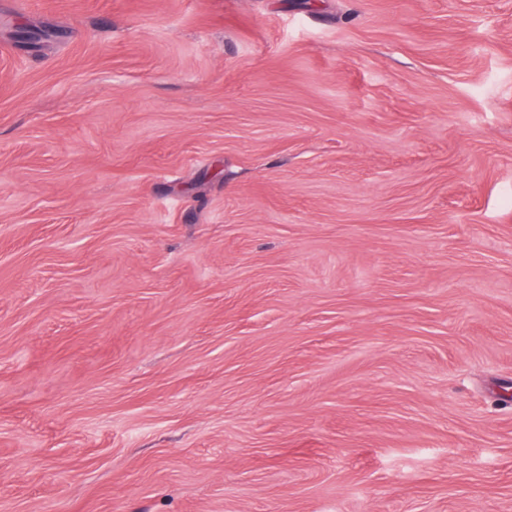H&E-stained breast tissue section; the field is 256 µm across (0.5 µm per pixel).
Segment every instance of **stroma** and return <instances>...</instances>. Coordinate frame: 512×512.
<instances>
[{
  "instance_id": "1",
  "label": "stroma",
  "mask_w": 512,
  "mask_h": 512,
  "mask_svg": "<svg viewBox=\"0 0 512 512\" xmlns=\"http://www.w3.org/2000/svg\"><path fill=\"white\" fill-rule=\"evenodd\" d=\"M0 512H512V0H0Z\"/></svg>"
}]
</instances>
